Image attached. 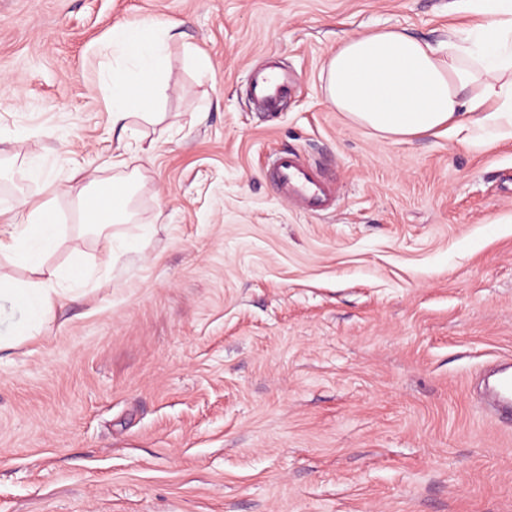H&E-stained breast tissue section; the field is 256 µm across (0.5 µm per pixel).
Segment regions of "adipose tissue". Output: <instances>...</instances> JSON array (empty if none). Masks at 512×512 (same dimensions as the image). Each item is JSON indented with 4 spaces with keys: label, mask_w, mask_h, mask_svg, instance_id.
Returning <instances> with one entry per match:
<instances>
[{
    "label": "adipose tissue",
    "mask_w": 512,
    "mask_h": 512,
    "mask_svg": "<svg viewBox=\"0 0 512 512\" xmlns=\"http://www.w3.org/2000/svg\"><path fill=\"white\" fill-rule=\"evenodd\" d=\"M459 11L484 15L486 21L462 41L439 49L399 30H378L344 41L321 74L327 102L354 123L399 140L445 135L474 148L512 141V0H456ZM171 28L153 21L112 31L128 68L113 69L107 81L112 130L117 146L131 150L141 117L162 122L148 111L147 88L165 72L164 43ZM138 171L121 182V198L98 196L86 210L97 227L130 220ZM53 198L25 204L22 221L0 238V252L19 263L40 266L57 244L51 219ZM57 292L47 283L16 284L0 280V302L22 313L11 336L0 335V349L39 335L55 306Z\"/></svg>",
    "instance_id": "ef3b65f1"
}]
</instances>
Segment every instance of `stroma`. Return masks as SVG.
Wrapping results in <instances>:
<instances>
[{
  "instance_id": "35a3bbf8",
  "label": "stroma",
  "mask_w": 512,
  "mask_h": 512,
  "mask_svg": "<svg viewBox=\"0 0 512 512\" xmlns=\"http://www.w3.org/2000/svg\"><path fill=\"white\" fill-rule=\"evenodd\" d=\"M453 3L0 0V226L60 190L42 269L0 256L59 292L0 351V512H512V426L479 390L512 362V142L386 138L320 81L351 36L467 37L483 18ZM144 19L183 37L113 227L139 248L105 268L78 200L117 173L103 75ZM270 61L296 80L280 112L246 93ZM282 149L333 176L334 211L279 196Z\"/></svg>"
}]
</instances>
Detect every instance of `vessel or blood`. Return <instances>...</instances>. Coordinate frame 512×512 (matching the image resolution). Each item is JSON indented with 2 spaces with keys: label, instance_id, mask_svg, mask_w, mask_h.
<instances>
[{
  "label": "vessel or blood",
  "instance_id": "1",
  "mask_svg": "<svg viewBox=\"0 0 512 512\" xmlns=\"http://www.w3.org/2000/svg\"><path fill=\"white\" fill-rule=\"evenodd\" d=\"M294 79L288 73L257 72L251 83L255 99L268 109L282 106L283 98ZM266 175L277 193L309 214L321 215L336 206V184L300 152L283 150L276 153L266 169ZM495 411L504 417L512 416V374L501 373L494 400Z\"/></svg>",
  "mask_w": 512,
  "mask_h": 512
}]
</instances>
